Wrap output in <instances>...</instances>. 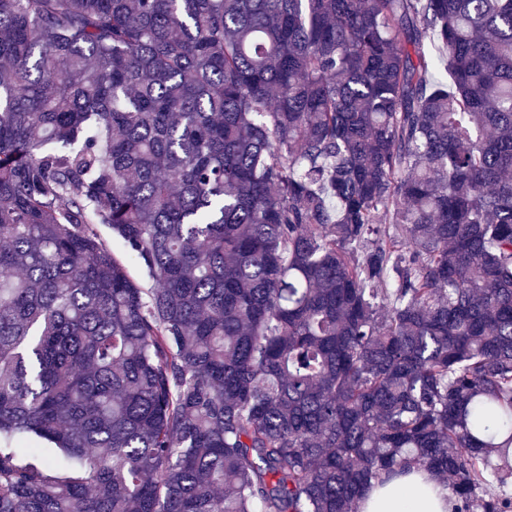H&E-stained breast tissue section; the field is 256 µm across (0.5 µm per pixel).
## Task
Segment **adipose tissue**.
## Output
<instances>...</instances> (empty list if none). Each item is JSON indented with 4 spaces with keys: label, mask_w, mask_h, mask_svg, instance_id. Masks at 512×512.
<instances>
[{
    "label": "adipose tissue",
    "mask_w": 512,
    "mask_h": 512,
    "mask_svg": "<svg viewBox=\"0 0 512 512\" xmlns=\"http://www.w3.org/2000/svg\"><path fill=\"white\" fill-rule=\"evenodd\" d=\"M361 512H449L448 491L415 468L408 476L373 489Z\"/></svg>",
    "instance_id": "adipose-tissue-1"
}]
</instances>
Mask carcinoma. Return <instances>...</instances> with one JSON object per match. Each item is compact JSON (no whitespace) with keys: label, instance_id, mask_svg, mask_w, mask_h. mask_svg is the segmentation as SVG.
I'll return each mask as SVG.
<instances>
[{"label":"carcinoma","instance_id":"cac0c4a2","mask_svg":"<svg viewBox=\"0 0 512 512\" xmlns=\"http://www.w3.org/2000/svg\"><path fill=\"white\" fill-rule=\"evenodd\" d=\"M413 466L512 512V0H0V512Z\"/></svg>","mask_w":512,"mask_h":512}]
</instances>
